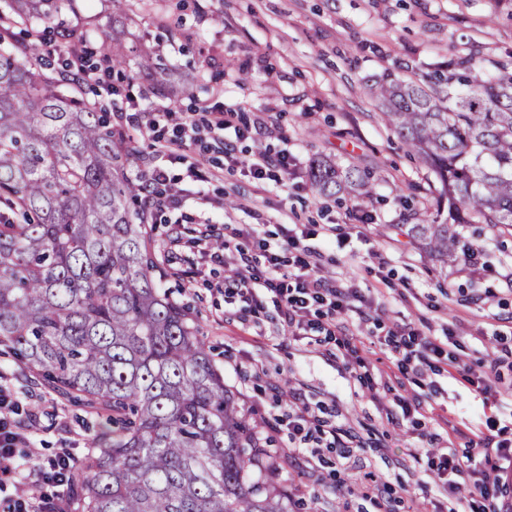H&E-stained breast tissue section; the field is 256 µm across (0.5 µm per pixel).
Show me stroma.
I'll list each match as a JSON object with an SVG mask.
<instances>
[{"instance_id":"35a3bbf8","label":"stroma","mask_w":512,"mask_h":512,"mask_svg":"<svg viewBox=\"0 0 512 512\" xmlns=\"http://www.w3.org/2000/svg\"><path fill=\"white\" fill-rule=\"evenodd\" d=\"M64 21L78 30L113 25L127 47L126 81L110 90L83 86L87 99L107 103L112 115L131 114L136 103L151 112L221 103L268 120V133L253 139H237L230 129L200 130L175 159L155 158L136 124L124 130L138 145L130 176L161 164L186 198L152 227L161 290L188 308L225 385L255 409L281 461L277 481L298 500L299 512H383L389 503L397 512H458L463 504H481L471 474L485 460L470 441L490 423L512 441V405L498 394L512 387V288L504 283L512 272V233L460 225L464 239L483 244L476 268L462 259L441 264L411 243L408 225L431 223L435 215L434 191L424 165L407 156L383 121L366 79L399 58L423 72L469 53L511 61L512 0H129L121 19L110 0H76ZM143 45L190 81L154 93L152 81L137 72L134 51ZM228 143L246 159L287 151L290 166L270 167L265 193L256 194L251 176L225 172ZM318 155L375 173L366 207L355 195L339 201L311 187L308 168ZM203 158L220 177L201 198L189 172ZM365 211L374 223L361 222ZM206 221L232 232L251 228L272 241L287 228L339 225V242L311 240L315 272L349 280L363 298L359 311L338 320L335 339L316 344L283 328L273 295H264L257 314L225 298L226 271L198 241ZM173 233L181 245L170 254L165 244ZM407 327L437 338L472 367L499 360L491 390L451 377L437 360L421 375L402 373L400 355L386 340ZM339 337L353 355L337 349ZM0 370L35 417L29 433L37 451L46 458L67 452L82 463L101 418L29 386L10 357L0 355ZM276 384L300 392L310 414L341 425L360 451L347 459L336 448L318 458L291 456L287 431L274 426L290 407L274 399ZM433 447L461 458L458 488L444 487L429 470L425 452Z\"/></svg>"}]
</instances>
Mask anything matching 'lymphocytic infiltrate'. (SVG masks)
Returning <instances> with one entry per match:
<instances>
[{
	"label": "lymphocytic infiltrate",
	"mask_w": 512,
	"mask_h": 512,
	"mask_svg": "<svg viewBox=\"0 0 512 512\" xmlns=\"http://www.w3.org/2000/svg\"><path fill=\"white\" fill-rule=\"evenodd\" d=\"M142 125L152 138L157 152L169 158L178 156L194 141L198 128L194 117H183L175 124L172 135L168 136L159 120L149 112L144 113ZM313 235V230L308 228L301 230L300 234L287 235L285 245L295 251L291 260L295 273L290 278L281 272V246L259 240L258 245L266 255V264L260 269L246 267L244 271L225 278V293L238 297L246 304L256 302L260 292L274 294L278 316L294 336L319 329L321 321L335 322L339 316L351 310L359 294L347 283L314 274V252L305 244L306 239ZM20 409L18 397L0 385V475L8 478L12 474L33 469L42 472L45 480L56 486L68 485L72 472L67 456L61 455L43 463L30 454L31 439L15 420ZM287 426L289 434L299 442V455L315 456V449L308 446L310 438L314 436L326 447L342 449L344 457L353 454L349 447L351 439L342 428L329 425L312 431L309 419L301 413L289 415ZM510 468L512 453H500L474 479L473 484L484 500L483 512H511L501 499L500 488L501 475Z\"/></svg>",
	"instance_id": "lymphocytic-infiltrate-1"
}]
</instances>
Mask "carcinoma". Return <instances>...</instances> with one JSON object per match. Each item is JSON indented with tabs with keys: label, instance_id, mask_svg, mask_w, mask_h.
<instances>
[{
	"label": "carcinoma",
	"instance_id": "carcinoma-1",
	"mask_svg": "<svg viewBox=\"0 0 512 512\" xmlns=\"http://www.w3.org/2000/svg\"><path fill=\"white\" fill-rule=\"evenodd\" d=\"M0 6V348L59 396L111 426L75 468L74 512H294L288 493L254 479L278 463L259 423L224 385L185 307L160 293L151 212L128 174L137 142L107 109L67 95L81 81L20 57L9 29L61 55L93 37L120 64L111 26L56 29L74 0ZM139 71L172 70L148 49ZM369 89L390 130L440 185L448 215L411 224L431 258L456 259L460 224L512 228V72L468 54L418 73L399 60ZM371 173L312 159L320 194L369 195Z\"/></svg>",
	"mask_w": 512,
	"mask_h": 512
}]
</instances>
